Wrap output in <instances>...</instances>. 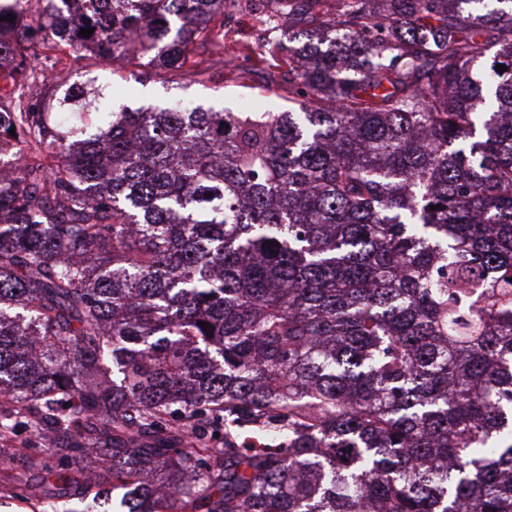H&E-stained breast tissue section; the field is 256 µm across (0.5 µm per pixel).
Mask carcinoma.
Masks as SVG:
<instances>
[{
	"instance_id": "obj_1",
	"label": "carcinoma",
	"mask_w": 512,
	"mask_h": 512,
	"mask_svg": "<svg viewBox=\"0 0 512 512\" xmlns=\"http://www.w3.org/2000/svg\"><path fill=\"white\" fill-rule=\"evenodd\" d=\"M24 1L0 437L55 439L37 477L82 512H512V0L265 14L286 112L116 111L28 58L195 69L236 0H43L12 46Z\"/></svg>"
}]
</instances>
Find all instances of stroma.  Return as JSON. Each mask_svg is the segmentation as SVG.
Listing matches in <instances>:
<instances>
[{"label":"stroma","instance_id":"stroma-1","mask_svg":"<svg viewBox=\"0 0 512 512\" xmlns=\"http://www.w3.org/2000/svg\"><path fill=\"white\" fill-rule=\"evenodd\" d=\"M262 33L256 14L227 11L223 65L213 66L202 75L175 72L164 83L155 77L142 83L131 77L120 78L112 74L110 66L93 57L83 58L82 63L99 70L105 81L119 85V104L132 109L179 96L234 112L249 102L258 110L284 112L289 102L280 88V70L273 67L271 56L255 51ZM52 494V489L40 484L31 473L19 449L0 450V512H45Z\"/></svg>","mask_w":512,"mask_h":512}]
</instances>
